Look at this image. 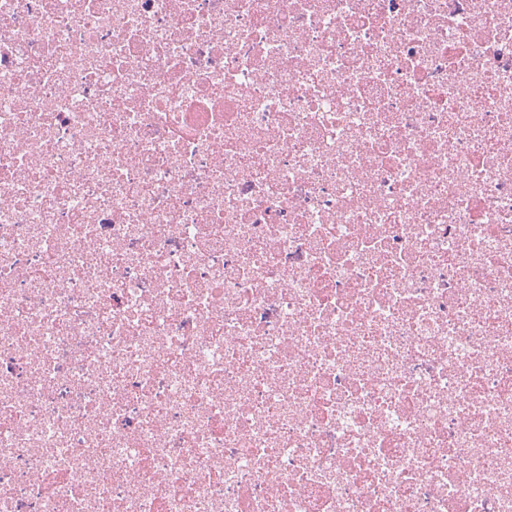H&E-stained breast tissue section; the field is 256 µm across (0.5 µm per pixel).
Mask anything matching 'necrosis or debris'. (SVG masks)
I'll use <instances>...</instances> for the list:
<instances>
[{
	"mask_svg": "<svg viewBox=\"0 0 512 512\" xmlns=\"http://www.w3.org/2000/svg\"><path fill=\"white\" fill-rule=\"evenodd\" d=\"M0 512H512V0H0Z\"/></svg>",
	"mask_w": 512,
	"mask_h": 512,
	"instance_id": "necrosis-or-debris-1",
	"label": "necrosis or debris"
}]
</instances>
